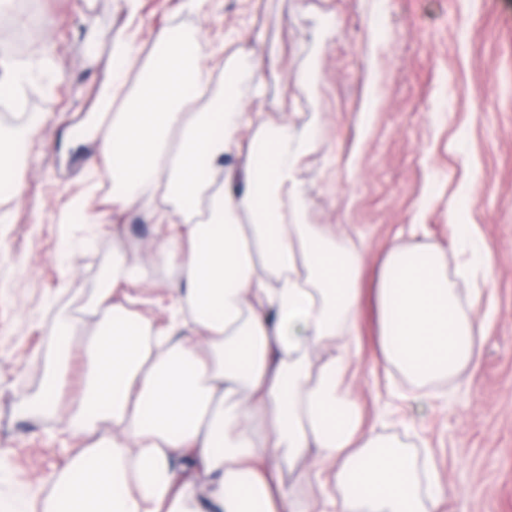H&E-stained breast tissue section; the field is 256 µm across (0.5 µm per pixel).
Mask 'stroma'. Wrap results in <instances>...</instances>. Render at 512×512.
Instances as JSON below:
<instances>
[{
  "label": "stroma",
  "instance_id": "obj_1",
  "mask_svg": "<svg viewBox=\"0 0 512 512\" xmlns=\"http://www.w3.org/2000/svg\"><path fill=\"white\" fill-rule=\"evenodd\" d=\"M36 12L47 24L28 30L22 64L41 74L29 105L40 135L19 184L0 182V512L55 493L67 450L56 436L80 392L82 347L99 330L85 307L113 257L148 253L163 231L116 209L85 239L84 217L108 210L112 183L87 179L94 144L64 147L112 75L124 0H38ZM138 17L129 89L147 77L154 31L169 28L233 59L241 97L265 78L263 120L317 128L299 167L309 223L357 230L371 259L396 238L449 247L460 224L485 242L492 279L464 303L487 336L472 384H440V399L403 403L375 430L416 462L434 453L444 512H512V0H140ZM69 240L81 246L67 260ZM167 281L149 269L125 308L164 314ZM64 318L75 324L69 373L45 412L36 403ZM374 322L363 309L353 377L370 418L387 403Z\"/></svg>",
  "mask_w": 512,
  "mask_h": 512
}]
</instances>
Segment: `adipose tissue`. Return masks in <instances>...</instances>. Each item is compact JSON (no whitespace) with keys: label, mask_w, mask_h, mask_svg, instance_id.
<instances>
[{"label":"adipose tissue","mask_w":512,"mask_h":512,"mask_svg":"<svg viewBox=\"0 0 512 512\" xmlns=\"http://www.w3.org/2000/svg\"><path fill=\"white\" fill-rule=\"evenodd\" d=\"M149 76L127 89L134 38L112 45L110 82L84 122L112 180V203L167 231L148 260L117 256L112 283L88 304L100 329L65 432L86 438L42 512H302L283 471L314 486L330 512H438L447 496L433 457L423 470L365 425L349 377L360 353L363 303L377 313L385 368L402 396L430 401L436 384L467 385L481 364L483 324L464 312L460 280L487 283L478 238L453 242L456 274L436 245L391 241L367 260L351 236L306 221L298 164L313 134L245 111L237 96L200 112L211 74L197 40L161 28ZM238 159L225 168V157ZM224 170L222 182L199 163ZM172 277L163 317L116 304L117 287ZM72 322L55 332L54 405L71 356ZM329 349L316 363L318 349ZM314 463L298 469L299 461Z\"/></svg>","instance_id":"adipose-tissue-1"}]
</instances>
